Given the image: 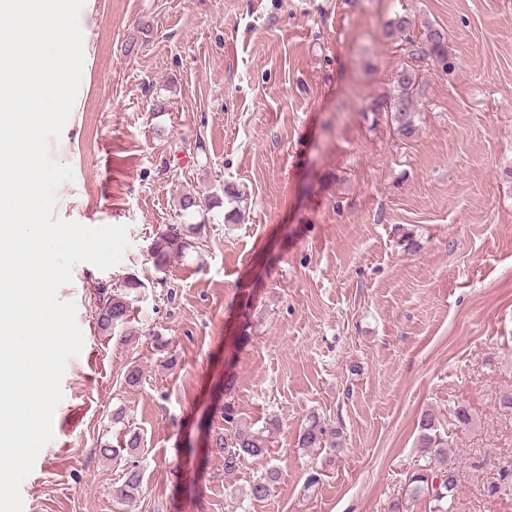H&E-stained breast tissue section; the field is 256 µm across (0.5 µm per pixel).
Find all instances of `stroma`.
<instances>
[{
  "mask_svg": "<svg viewBox=\"0 0 512 512\" xmlns=\"http://www.w3.org/2000/svg\"><path fill=\"white\" fill-rule=\"evenodd\" d=\"M397 13L442 26L452 64L425 74L409 138L371 109L404 60L383 34ZM79 24L55 215L127 226L130 245L58 291L84 345L23 512H229L265 464L280 481L247 512H387L420 462L421 414L456 405L474 418L448 455L461 512H512L484 494L494 470L468 465L512 455V0H86ZM228 186L247 199L237 224ZM189 190L191 247L157 270L150 248ZM129 276L135 333L100 335L97 285ZM227 404L280 423L231 478L209 442ZM120 409L141 449L106 459ZM313 412L341 422L339 454L298 448ZM132 465L142 489L122 502ZM142 487V474L136 467H128L122 475V482L114 495L120 501H129L136 498Z\"/></svg>",
  "mask_w": 512,
  "mask_h": 512,
  "instance_id": "35a3bbf8",
  "label": "stroma"
}]
</instances>
